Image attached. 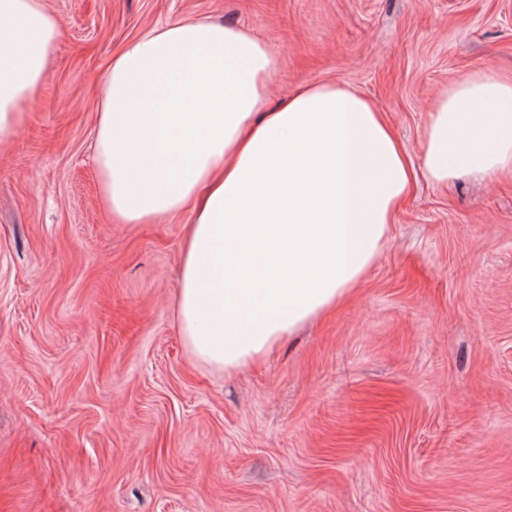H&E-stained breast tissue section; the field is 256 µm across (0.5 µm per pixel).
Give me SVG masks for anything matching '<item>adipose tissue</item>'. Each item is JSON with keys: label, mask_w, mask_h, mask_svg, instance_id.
I'll return each instance as SVG.
<instances>
[{"label": "adipose tissue", "mask_w": 512, "mask_h": 512, "mask_svg": "<svg viewBox=\"0 0 512 512\" xmlns=\"http://www.w3.org/2000/svg\"><path fill=\"white\" fill-rule=\"evenodd\" d=\"M58 38L43 0H0V144L24 125ZM276 66L245 30L173 22L111 61L97 117L112 222L187 215L180 331L227 372L353 297L414 177L370 98L316 84L270 103ZM423 163L438 184L512 170V82L477 74L438 95Z\"/></svg>", "instance_id": "1"}]
</instances>
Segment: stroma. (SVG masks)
I'll return each mask as SVG.
<instances>
[{
  "mask_svg": "<svg viewBox=\"0 0 512 512\" xmlns=\"http://www.w3.org/2000/svg\"><path fill=\"white\" fill-rule=\"evenodd\" d=\"M60 39L0 144V512H512V172L418 177L354 300L264 363L198 362L187 216L115 224L107 68L177 20L242 27L278 101L346 84L421 169L433 99L512 76V0H44Z\"/></svg>",
  "mask_w": 512,
  "mask_h": 512,
  "instance_id": "obj_1",
  "label": "stroma"
}]
</instances>
